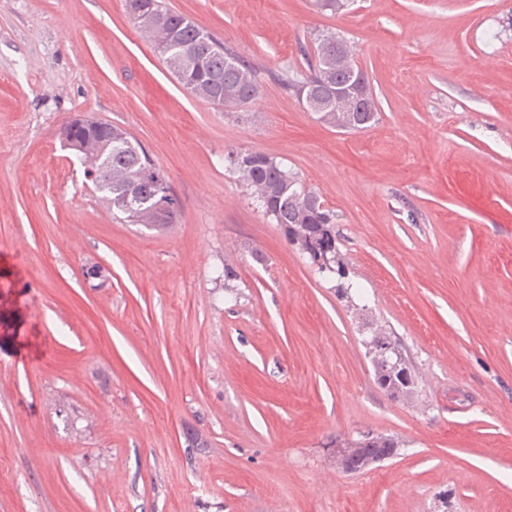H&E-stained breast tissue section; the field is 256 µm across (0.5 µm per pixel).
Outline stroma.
<instances>
[{
  "mask_svg": "<svg viewBox=\"0 0 512 512\" xmlns=\"http://www.w3.org/2000/svg\"><path fill=\"white\" fill-rule=\"evenodd\" d=\"M253 69L189 94L125 0H0V512H512V0H165ZM351 46L379 120L285 79ZM126 129L183 203L122 224L58 131ZM260 151L337 214L352 301L257 208ZM235 276L225 279V268ZM416 374L374 381L368 322ZM395 456L357 474L337 445ZM345 456H348V461L361 468L369 461H375V456L381 451L396 455L400 442L391 436H365L362 441L352 442Z\"/></svg>",
  "mask_w": 512,
  "mask_h": 512,
  "instance_id": "1",
  "label": "stroma"
}]
</instances>
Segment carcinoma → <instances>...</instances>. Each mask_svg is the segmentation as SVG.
Wrapping results in <instances>:
<instances>
[{
	"instance_id": "1",
	"label": "carcinoma",
	"mask_w": 512,
	"mask_h": 512,
	"mask_svg": "<svg viewBox=\"0 0 512 512\" xmlns=\"http://www.w3.org/2000/svg\"><path fill=\"white\" fill-rule=\"evenodd\" d=\"M128 8L137 28L155 42L169 70L193 96L226 109H244L259 95V84L253 71L236 54L224 48L210 32L166 6L164 0H128ZM334 33L320 34L315 40V65L306 81L321 91L329 109L318 113V119L333 128H340L350 115L354 129L365 130L378 121L379 108L373 92L362 101L360 112L345 113L348 101L336 97V79L347 78L355 64L352 53L336 51ZM88 152L92 157H112V170H104L93 182L94 190L114 215L126 224H141L164 229L177 222L181 200L161 192L160 186L148 180L140 186V197L125 200L124 184L146 172H160L140 144H131L126 130L106 122H96L88 131ZM253 160L239 169V176L251 194L263 197L259 207L278 224L291 245L302 252L318 244L337 245L336 214L327 209L321 197L299 187L298 178L262 152H251ZM112 184H107V176ZM333 272L338 276L336 292L348 296L345 286L346 263L340 250H335ZM392 341L382 325L373 328L372 336L364 341L372 354L374 378L378 386L396 398L413 393L416 378L403 353L381 359L373 352L378 345ZM400 442L391 436H365L352 442L346 453L348 461L359 467L374 460L381 451L397 454Z\"/></svg>"
}]
</instances>
